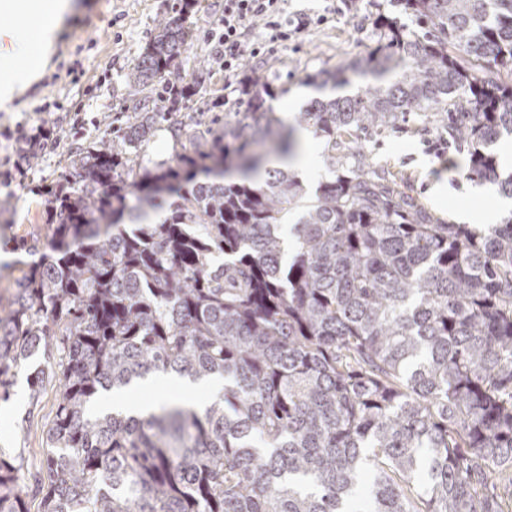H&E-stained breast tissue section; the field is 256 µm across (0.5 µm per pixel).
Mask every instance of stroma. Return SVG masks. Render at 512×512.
<instances>
[{
	"label": "stroma",
	"mask_w": 512,
	"mask_h": 512,
	"mask_svg": "<svg viewBox=\"0 0 512 512\" xmlns=\"http://www.w3.org/2000/svg\"><path fill=\"white\" fill-rule=\"evenodd\" d=\"M170 2L67 0L68 9L45 44L42 71L9 109L0 108V197L12 196L14 204L7 223H0V311L11 307L17 279L50 251L44 200L72 141L107 131L119 110L123 74ZM387 9V0H288L289 15L306 20L307 28L274 53L245 56L237 76L287 77L288 92L274 106L300 112L298 91L310 98L322 93L306 75L367 52L369 17ZM30 139L44 145L34 166L19 151ZM363 147L374 169L438 223H454L461 212L467 224L481 226L483 214L501 196L497 190L477 192L480 180L470 173L465 153L449 148L435 119L409 117L396 129L373 134ZM34 370L31 363L16 369L10 399H0V451L16 468L29 512H40L37 481L57 393L49 386L29 397L27 377Z\"/></svg>",
	"instance_id": "1"
}]
</instances>
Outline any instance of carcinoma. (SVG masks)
<instances>
[{
	"label": "carcinoma",
	"mask_w": 512,
	"mask_h": 512,
	"mask_svg": "<svg viewBox=\"0 0 512 512\" xmlns=\"http://www.w3.org/2000/svg\"><path fill=\"white\" fill-rule=\"evenodd\" d=\"M196 2L171 4L125 72L126 120L70 148L45 202L52 254L0 316V392L38 355L29 396L59 379L41 512H505L512 219L436 224L360 148L312 197L281 168L224 182L295 151L271 104L288 87L249 78L224 125L209 100L177 119L221 67L185 82ZM390 3L415 27L377 14L369 51L309 78L345 93L299 124L334 168L343 136L436 112L512 197L494 153L512 136V0ZM164 122L182 151L151 167L142 146ZM159 372L224 393L202 413L90 414ZM0 512H28L3 457Z\"/></svg>",
	"instance_id": "cac0c4a2"
}]
</instances>
